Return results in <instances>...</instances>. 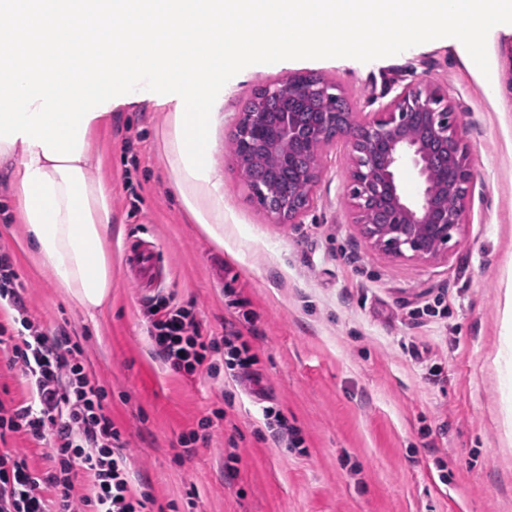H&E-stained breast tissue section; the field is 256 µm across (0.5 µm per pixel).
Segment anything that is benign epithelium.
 Here are the masks:
<instances>
[{
    "label": "benign epithelium",
    "mask_w": 512,
    "mask_h": 512,
    "mask_svg": "<svg viewBox=\"0 0 512 512\" xmlns=\"http://www.w3.org/2000/svg\"><path fill=\"white\" fill-rule=\"evenodd\" d=\"M335 90L319 78L296 76L257 93L236 124V147L242 155L272 158L292 190L277 204L271 199L279 181L252 188L254 195L279 223H295L312 204L320 148L342 140L351 148L350 197L365 237L394 257L437 256L460 229L471 188L456 113L436 90L405 87L382 111L359 119L336 109ZM408 161L422 180L415 203L397 182Z\"/></svg>",
    "instance_id": "1"
}]
</instances>
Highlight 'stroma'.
Instances as JSON below:
<instances>
[{"instance_id": "1", "label": "stroma", "mask_w": 512, "mask_h": 512, "mask_svg": "<svg viewBox=\"0 0 512 512\" xmlns=\"http://www.w3.org/2000/svg\"><path fill=\"white\" fill-rule=\"evenodd\" d=\"M481 66L446 42L404 47L378 64L291 58L216 87L209 178L222 224L174 165L172 112L113 109L93 141L91 175L112 186V298L86 312L30 255L0 179V246L26 306L78 337L146 512H512V36H485ZM336 85L351 111L378 112L404 87L437 90L456 113L472 188L446 256L392 257L361 233L350 151L326 146L313 203L276 223L242 178L233 134L258 90L291 76ZM156 244L163 294L204 333L239 332L257 362L240 384L166 368L151 352L126 241ZM276 406L304 443L261 428ZM214 419L207 443L183 435Z\"/></svg>"}]
</instances>
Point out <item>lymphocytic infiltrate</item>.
Here are the masks:
<instances>
[{"mask_svg":"<svg viewBox=\"0 0 512 512\" xmlns=\"http://www.w3.org/2000/svg\"><path fill=\"white\" fill-rule=\"evenodd\" d=\"M24 290L10 254L0 249V300L19 314L23 328L14 335L0 324V356L20 369L30 386L21 402L0 401V512H144L149 496L130 483L126 443L81 344L32 319ZM144 314L153 352L175 372L215 379L225 368L237 380L256 361L241 334L203 335L199 322L173 298L146 303ZM218 351L225 354L220 364L211 359ZM10 433L50 442L51 469L31 467L25 454L5 447ZM82 475L90 489L79 495L75 487Z\"/></svg>","mask_w":512,"mask_h":512,"instance_id":"f902f5d3","label":"lymphocytic infiltrate"}]
</instances>
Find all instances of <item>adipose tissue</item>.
Here are the masks:
<instances>
[{"label": "adipose tissue", "instance_id": "ef3b65f1", "mask_svg": "<svg viewBox=\"0 0 512 512\" xmlns=\"http://www.w3.org/2000/svg\"><path fill=\"white\" fill-rule=\"evenodd\" d=\"M512 36V0H0V166L38 260L88 315L112 296V189L90 143L115 107L171 106L187 179L208 169L209 102L226 74L288 57L380 60L447 37Z\"/></svg>", "mask_w": 512, "mask_h": 512}]
</instances>
